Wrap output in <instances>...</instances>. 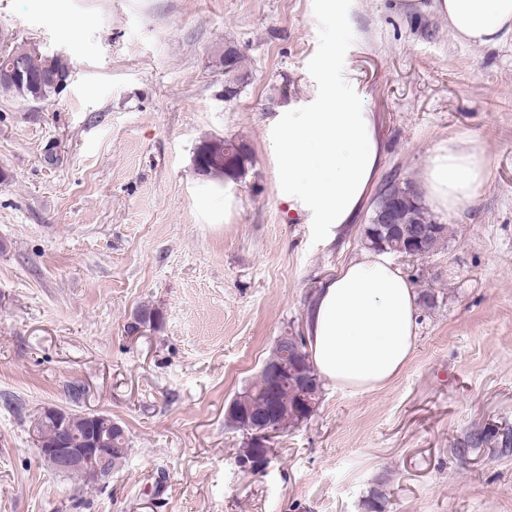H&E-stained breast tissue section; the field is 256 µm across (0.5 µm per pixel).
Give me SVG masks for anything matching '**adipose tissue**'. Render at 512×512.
Instances as JSON below:
<instances>
[{"label":"adipose tissue","mask_w":512,"mask_h":512,"mask_svg":"<svg viewBox=\"0 0 512 512\" xmlns=\"http://www.w3.org/2000/svg\"><path fill=\"white\" fill-rule=\"evenodd\" d=\"M461 42L496 45L512 38V0H431ZM322 92L307 107L282 108L268 127L279 198L304 223L336 239L367 200L384 150L374 115L359 94L332 83L320 62ZM490 176L482 148L455 137L436 145L420 178L426 202L454 212L480 196ZM413 283L386 254L366 251L316 293L307 318L311 360L342 390L369 394L405 369L417 336Z\"/></svg>","instance_id":"adipose-tissue-1"}]
</instances>
